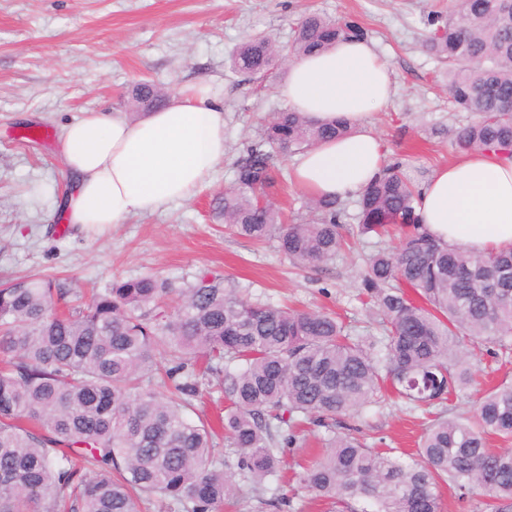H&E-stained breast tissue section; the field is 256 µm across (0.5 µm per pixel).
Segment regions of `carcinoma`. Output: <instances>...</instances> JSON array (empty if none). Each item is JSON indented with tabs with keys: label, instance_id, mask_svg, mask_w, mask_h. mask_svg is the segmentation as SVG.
Wrapping results in <instances>:
<instances>
[{
	"label": "carcinoma",
	"instance_id": "cac0c4a2",
	"mask_svg": "<svg viewBox=\"0 0 512 512\" xmlns=\"http://www.w3.org/2000/svg\"><path fill=\"white\" fill-rule=\"evenodd\" d=\"M426 25L425 51L444 66L455 107L476 115L457 144L512 160V0H453ZM365 35L354 20L310 13L289 44L251 37L230 67L252 81ZM132 98L143 110L164 101L149 82ZM346 132L340 120L273 113L216 199L225 229L274 239L297 265L333 261L346 245L342 200L310 197L311 217L289 224L267 191L276 157ZM418 197L393 163L356 201L361 234L403 232L366 259L362 278L380 343L327 313L254 302L209 271L181 287L116 280L84 303L50 279L0 286V512H142L153 501L220 512L243 487L282 480L281 444L303 422L324 429L325 449L293 476L332 512H440L444 485L512 512V448L487 446L490 434L512 439V384L479 393L470 417L445 415L475 383L458 343L512 349V249L480 256L429 236ZM210 376L224 393L223 449L212 423L187 417ZM387 388L431 418L414 459L349 433L346 420Z\"/></svg>",
	"mask_w": 512,
	"mask_h": 512
}]
</instances>
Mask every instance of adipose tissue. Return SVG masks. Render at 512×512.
<instances>
[{
    "mask_svg": "<svg viewBox=\"0 0 512 512\" xmlns=\"http://www.w3.org/2000/svg\"><path fill=\"white\" fill-rule=\"evenodd\" d=\"M395 91L389 64L363 41L293 61L279 96L309 118L351 125L349 135L298 156L293 183L317 197L344 199L379 177L387 153L371 118ZM59 153L73 186L62 222L102 235L130 214L192 197L224 160V109L197 84L136 122L120 112H88L63 128ZM416 214L446 244L477 254L512 248V161L461 152L422 184Z\"/></svg>",
    "mask_w": 512,
    "mask_h": 512,
    "instance_id": "ef3b65f1",
    "label": "adipose tissue"
}]
</instances>
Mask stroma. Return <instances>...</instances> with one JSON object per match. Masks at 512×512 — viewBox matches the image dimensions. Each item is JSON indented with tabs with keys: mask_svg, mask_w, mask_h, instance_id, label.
<instances>
[{
	"mask_svg": "<svg viewBox=\"0 0 512 512\" xmlns=\"http://www.w3.org/2000/svg\"><path fill=\"white\" fill-rule=\"evenodd\" d=\"M448 0H0V281L49 277L73 292L105 291L113 281L156 274L176 284L201 270L224 276L263 303L336 313L360 336H380L377 315L360 299L365 257L386 238L356 235L354 199L343 221L351 249L322 268L293 264L276 241L257 245L225 233L213 205L234 164L262 124L286 103L276 91L280 66L263 84L232 73L229 58L247 38L284 44L298 19L319 13L359 21L367 41L389 63L396 94L373 126L390 161L422 184L459 153L454 129L473 121L455 109L437 62L423 49L428 11ZM165 96L202 83L224 107L223 163L188 201L128 216L98 236L56 223L70 191L58 154L63 127L86 112H130L133 86ZM292 157L275 160L270 199L305 218L306 195L290 179ZM481 383L512 381V353L463 345ZM368 441L413 450L426 421L404 406L369 408L357 421ZM278 509L253 494L240 512H328L299 484Z\"/></svg>",
	"mask_w": 512,
	"mask_h": 512,
	"instance_id": "obj_1",
	"label": "stroma"
}]
</instances>
